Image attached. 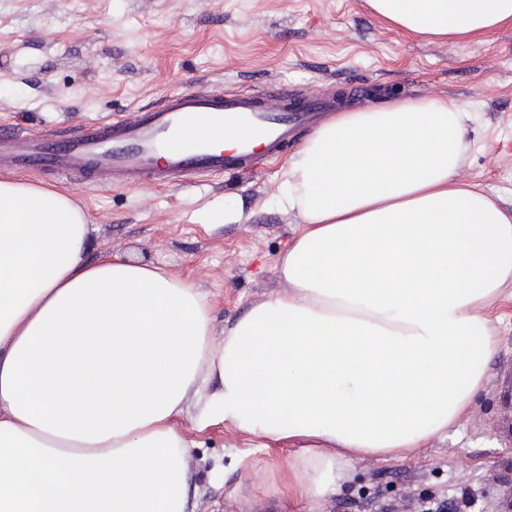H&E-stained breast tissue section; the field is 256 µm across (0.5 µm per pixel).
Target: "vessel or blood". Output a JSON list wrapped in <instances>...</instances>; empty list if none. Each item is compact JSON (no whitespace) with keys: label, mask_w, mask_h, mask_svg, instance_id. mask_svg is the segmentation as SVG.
Segmentation results:
<instances>
[{"label":"vessel or blood","mask_w":512,"mask_h":512,"mask_svg":"<svg viewBox=\"0 0 512 512\" xmlns=\"http://www.w3.org/2000/svg\"><path fill=\"white\" fill-rule=\"evenodd\" d=\"M334 109L331 95H255L201 87L68 136L0 128V167L80 176L104 187L182 183L203 173L245 174L261 157L280 154L291 126L319 121ZM228 126L242 132L230 150H213L198 134L202 128L218 134Z\"/></svg>","instance_id":"1"}]
</instances>
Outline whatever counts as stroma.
I'll list each match as a JSON object with an SVG mask.
<instances>
[{"label": "stroma", "mask_w": 512, "mask_h": 512, "mask_svg": "<svg viewBox=\"0 0 512 512\" xmlns=\"http://www.w3.org/2000/svg\"><path fill=\"white\" fill-rule=\"evenodd\" d=\"M209 85L261 94L331 93L340 111L408 100L468 104L461 180L512 210V27L489 41L408 39L366 0H0V124L75 133ZM287 159L242 177L101 188L30 174L69 192L92 227L86 255H117L191 280L211 304L219 344L252 307L285 288L276 263L297 213L276 203ZM236 221L223 220L226 211ZM501 343L455 433L402 458L345 453L334 491L288 512H416L420 500L468 494L462 512H512V300L494 308ZM203 395L188 391L183 434L196 512H274L294 449L262 447L227 423L198 428Z\"/></svg>", "instance_id": "35a3bbf8"}]
</instances>
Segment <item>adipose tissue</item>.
Wrapping results in <instances>:
<instances>
[{"mask_svg": "<svg viewBox=\"0 0 512 512\" xmlns=\"http://www.w3.org/2000/svg\"><path fill=\"white\" fill-rule=\"evenodd\" d=\"M404 35L459 41L512 25V0H366ZM472 115L453 101L343 112L288 160L298 232L286 288L210 340L185 280L116 256L60 190L0 178V512H194L180 420L300 454L281 501L326 494L336 449L401 454L471 407L512 299V213L459 181Z\"/></svg>", "mask_w": 512, "mask_h": 512, "instance_id": "ef3b65f1", "label": "adipose tissue"}]
</instances>
